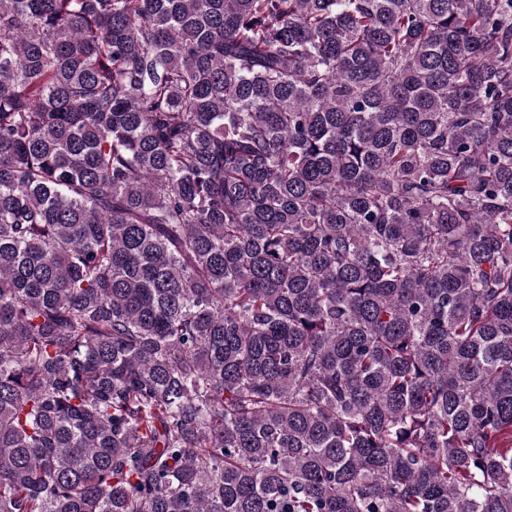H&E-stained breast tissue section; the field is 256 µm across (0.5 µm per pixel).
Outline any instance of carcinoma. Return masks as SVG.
Returning <instances> with one entry per match:
<instances>
[{
	"label": "carcinoma",
	"instance_id": "obj_1",
	"mask_svg": "<svg viewBox=\"0 0 512 512\" xmlns=\"http://www.w3.org/2000/svg\"><path fill=\"white\" fill-rule=\"evenodd\" d=\"M0 512H512V0H0Z\"/></svg>",
	"mask_w": 512,
	"mask_h": 512
}]
</instances>
